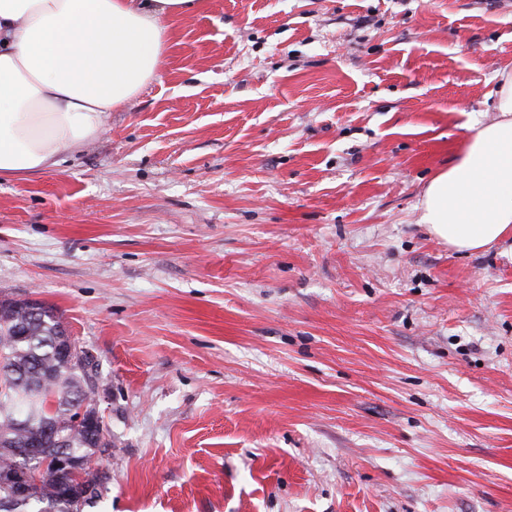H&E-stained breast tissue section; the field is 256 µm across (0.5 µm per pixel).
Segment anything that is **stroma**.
<instances>
[{"instance_id": "stroma-1", "label": "stroma", "mask_w": 512, "mask_h": 512, "mask_svg": "<svg viewBox=\"0 0 512 512\" xmlns=\"http://www.w3.org/2000/svg\"><path fill=\"white\" fill-rule=\"evenodd\" d=\"M506 66L501 0H205L95 140L0 179V298L109 394L86 512H512V235L418 210Z\"/></svg>"}]
</instances>
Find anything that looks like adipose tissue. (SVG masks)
<instances>
[{
  "label": "adipose tissue",
  "mask_w": 512,
  "mask_h": 512,
  "mask_svg": "<svg viewBox=\"0 0 512 512\" xmlns=\"http://www.w3.org/2000/svg\"><path fill=\"white\" fill-rule=\"evenodd\" d=\"M203 0H0V178L57 166L110 112L158 80L171 18ZM497 120L426 184L422 223L459 251L512 234V67L497 74Z\"/></svg>",
  "instance_id": "1"
}]
</instances>
